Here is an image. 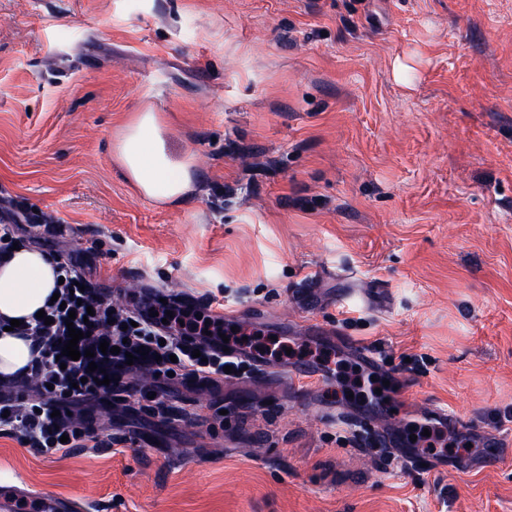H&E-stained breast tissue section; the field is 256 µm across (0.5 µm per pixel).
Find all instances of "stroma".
Masks as SVG:
<instances>
[{
    "instance_id": "stroma-1",
    "label": "stroma",
    "mask_w": 512,
    "mask_h": 512,
    "mask_svg": "<svg viewBox=\"0 0 512 512\" xmlns=\"http://www.w3.org/2000/svg\"><path fill=\"white\" fill-rule=\"evenodd\" d=\"M145 107L194 161L181 203L118 166ZM16 199L113 304L177 287L298 350L286 321L310 319L392 391L176 381L192 420L116 400L111 448L2 437L0 484L82 512H512V458L415 467L376 434L445 408L512 439V0H0V214Z\"/></svg>"
}]
</instances>
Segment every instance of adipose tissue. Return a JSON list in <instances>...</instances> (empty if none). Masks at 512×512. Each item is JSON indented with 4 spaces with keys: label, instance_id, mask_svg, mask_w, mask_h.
Here are the masks:
<instances>
[{
    "label": "adipose tissue",
    "instance_id": "1",
    "mask_svg": "<svg viewBox=\"0 0 512 512\" xmlns=\"http://www.w3.org/2000/svg\"><path fill=\"white\" fill-rule=\"evenodd\" d=\"M119 164L143 194L168 203L184 201L191 190L192 162L174 161L162 138V124L150 109L136 113L119 138ZM55 263L36 249L18 247L0 264V318L21 319L43 309L55 287Z\"/></svg>",
    "mask_w": 512,
    "mask_h": 512
}]
</instances>
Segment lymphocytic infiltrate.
Listing matches in <instances>:
<instances>
[{
  "label": "lymphocytic infiltrate",
  "instance_id": "obj_1",
  "mask_svg": "<svg viewBox=\"0 0 512 512\" xmlns=\"http://www.w3.org/2000/svg\"><path fill=\"white\" fill-rule=\"evenodd\" d=\"M58 268L64 282L55 288L58 300L46 302L45 318L31 317L13 330L30 337L37 354L34 363L24 374H0V436L18 441L32 454L52 455L66 446L108 447L91 413L116 395L131 406L150 402L152 416L167 424L191 419V411L139 386L138 373L213 386L228 375L250 374L254 361L272 353L258 343L256 333L221 318H205L206 302H164L151 293L134 307L120 308L106 298L81 260H59ZM78 284L85 290L77 295L73 289ZM73 328L83 333L77 344L81 356L64 361L60 354ZM104 341L112 352H100ZM93 364L105 369L110 384L97 383L89 370ZM31 380L38 385L40 400L33 406L16 404L14 390ZM75 408L82 409V422L72 420Z\"/></svg>",
  "mask_w": 512,
  "mask_h": 512
}]
</instances>
